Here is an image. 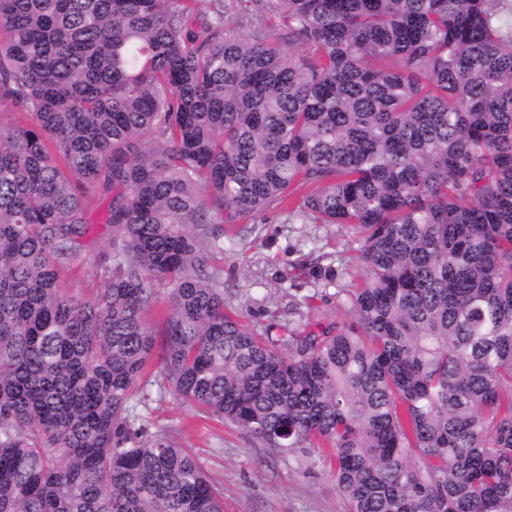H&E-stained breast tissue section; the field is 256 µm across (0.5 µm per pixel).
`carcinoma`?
<instances>
[{
    "mask_svg": "<svg viewBox=\"0 0 512 512\" xmlns=\"http://www.w3.org/2000/svg\"><path fill=\"white\" fill-rule=\"evenodd\" d=\"M2 102L0 512H223L135 427L162 280L200 412L328 458L353 512H512V0H0ZM303 188L367 279L257 336L205 249ZM100 200L87 299L59 277Z\"/></svg>",
    "mask_w": 512,
    "mask_h": 512,
    "instance_id": "carcinoma-1",
    "label": "carcinoma"
}]
</instances>
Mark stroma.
I'll return each instance as SVG.
<instances>
[{"label": "stroma", "mask_w": 512, "mask_h": 512, "mask_svg": "<svg viewBox=\"0 0 512 512\" xmlns=\"http://www.w3.org/2000/svg\"><path fill=\"white\" fill-rule=\"evenodd\" d=\"M234 241L211 249L207 263L224 271V296L259 335H280L293 302L309 301L311 322L350 318L348 291L366 273L360 242L347 224H315L275 208L234 225ZM110 235L94 224L79 260L60 275L64 288L91 297L101 285L100 261ZM149 433L174 438L223 487L224 512H349L330 465L317 455L267 447L231 423L206 416L172 388L140 410Z\"/></svg>", "instance_id": "stroma-1"}]
</instances>
